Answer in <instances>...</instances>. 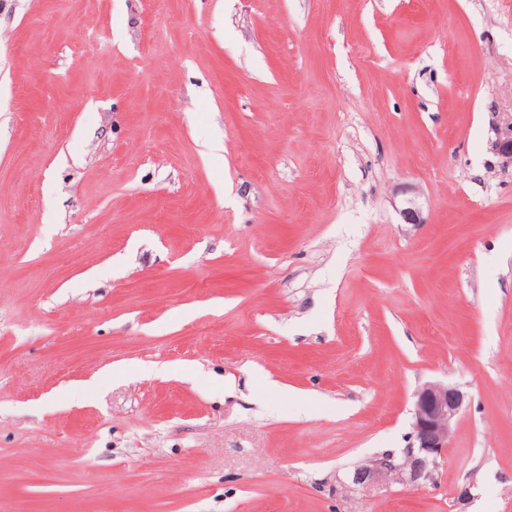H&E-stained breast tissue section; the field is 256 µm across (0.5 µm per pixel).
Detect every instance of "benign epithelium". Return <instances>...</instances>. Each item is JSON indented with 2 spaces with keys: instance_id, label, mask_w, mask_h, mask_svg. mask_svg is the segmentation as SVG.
Returning a JSON list of instances; mask_svg holds the SVG:
<instances>
[{
  "instance_id": "obj_1",
  "label": "benign epithelium",
  "mask_w": 512,
  "mask_h": 512,
  "mask_svg": "<svg viewBox=\"0 0 512 512\" xmlns=\"http://www.w3.org/2000/svg\"><path fill=\"white\" fill-rule=\"evenodd\" d=\"M402 214L407 224L424 223L421 206L414 198L406 201ZM464 404L465 394L455 385L441 381L423 384L414 394L412 442L399 455L388 453L356 468L350 484L364 488L391 480L415 486L432 479Z\"/></svg>"
}]
</instances>
